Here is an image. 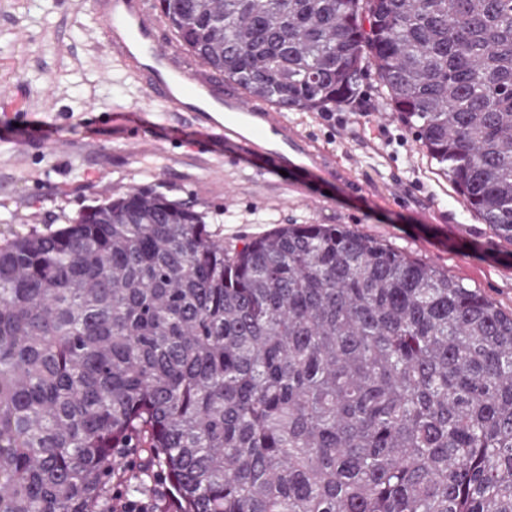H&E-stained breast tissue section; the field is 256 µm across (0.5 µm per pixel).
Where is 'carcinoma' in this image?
<instances>
[{"instance_id": "obj_1", "label": "carcinoma", "mask_w": 512, "mask_h": 512, "mask_svg": "<svg viewBox=\"0 0 512 512\" xmlns=\"http://www.w3.org/2000/svg\"><path fill=\"white\" fill-rule=\"evenodd\" d=\"M253 99L389 106L512 243V0H159ZM512 512V313L344 224L151 187L0 245V512ZM162 497L163 492L156 489L147 498L130 500L123 497L119 490H115L112 492V510L114 512H157L158 501Z\"/></svg>"}]
</instances>
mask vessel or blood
<instances>
[{"instance_id": "obj_1", "label": "vessel or blood", "mask_w": 512, "mask_h": 512, "mask_svg": "<svg viewBox=\"0 0 512 512\" xmlns=\"http://www.w3.org/2000/svg\"><path fill=\"white\" fill-rule=\"evenodd\" d=\"M92 6L104 23L106 53L144 91L142 109L158 101L187 118L202 134L193 149L204 150L211 139L223 141L249 158L256 173L286 171L289 187L298 193L317 197L334 184L357 192L358 182L337 156L277 107L254 104L231 84L217 89L204 65L163 41V24L149 0H93Z\"/></svg>"}]
</instances>
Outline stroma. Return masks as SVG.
<instances>
[{
  "instance_id": "stroma-1",
  "label": "stroma",
  "mask_w": 512,
  "mask_h": 512,
  "mask_svg": "<svg viewBox=\"0 0 512 512\" xmlns=\"http://www.w3.org/2000/svg\"><path fill=\"white\" fill-rule=\"evenodd\" d=\"M101 35L91 0H0V241L58 229L81 206L154 187L205 212L225 247L282 224H346L512 312V242L468 209L391 111L373 67L333 117L289 114L364 187L335 186L310 200L286 179L255 175L223 142L201 155L188 150L184 118L132 135L117 115L142 91L107 58Z\"/></svg>"
}]
</instances>
